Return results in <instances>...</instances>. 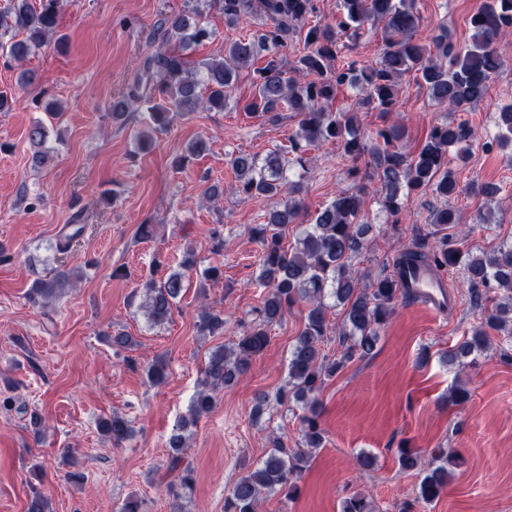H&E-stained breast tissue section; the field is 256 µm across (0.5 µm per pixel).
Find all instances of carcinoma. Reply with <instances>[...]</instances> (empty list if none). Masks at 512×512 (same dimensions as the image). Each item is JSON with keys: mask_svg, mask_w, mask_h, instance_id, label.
<instances>
[{"mask_svg": "<svg viewBox=\"0 0 512 512\" xmlns=\"http://www.w3.org/2000/svg\"><path fill=\"white\" fill-rule=\"evenodd\" d=\"M60 0H12L0 14V55L18 64L26 62L44 47L56 32ZM224 14V23L233 27L248 16L264 20L262 31L234 40L224 46V57L191 63L186 52L210 39L211 31L203 13H178L160 18L154 25L153 41L159 46L149 52L141 64L134 96L146 93L158 82L163 102L148 106L149 127L164 131L175 116L200 109L222 111L229 99L239 70L253 67L255 92L244 106L247 112L260 113L270 121L280 119L287 110L299 118L298 128L288 138L289 157L273 150L265 156L238 152L229 163L237 175L238 192L248 199L270 200L264 222L250 227L251 238L260 246L257 284L266 290L257 317L235 342L212 351L204 370V385L216 388L235 384L246 375L253 359L270 342V330L282 323L285 314L297 303L307 306L303 327L288 356V379L275 394L280 406L299 405L302 416V441L305 449H288L276 436L270 441L260 463L241 475L224 497V512H259L263 495L276 493L287 499L299 493V480L309 468L312 450L322 446L323 429L319 421L317 395L325 382L336 376L354 358L372 355L380 330L387 324L398 299H410L408 289L399 285L396 274L377 277L369 287H359L353 260L365 249L369 225L364 220L365 186L340 193L316 213L294 244L285 246L288 225L296 223L301 202L283 193H301L300 182H290L289 167L308 169V153L323 141L333 140L350 163L349 173L357 177L366 170L375 176L384 190L382 207L398 222V216L410 196L427 189L443 200L431 212L437 227L436 242L427 248L412 245L400 251L394 268L416 269L425 266L434 274L460 272L473 296L492 303L484 308L481 322L467 337L448 352L452 362L463 366L475 361L491 344L490 332L507 336L512 342V242L502 241L489 248L462 249L450 229L458 224L456 211L448 199L460 192L453 160L463 161L475 140L473 129L465 122H443L431 127L419 149L402 151L398 142L405 129L397 124L384 125L368 134L355 113L333 110L332 103L340 87L362 92L356 105L372 106L387 115L397 111L398 81L412 71L419 74L420 87L438 107L463 110L486 98L493 77L505 61L512 58V0H479L469 17L471 41L458 46L443 29L432 46L417 37L419 15L416 0H340L342 12L336 26L311 25L313 0H211ZM383 23L384 48L373 66L343 57L348 44L357 43L366 33V25ZM303 36L304 52L292 69L282 63L279 51L288 40ZM262 66H255L261 53ZM339 64H334V61ZM32 162L47 163L46 125L36 122L28 132ZM486 146L512 158V105L499 112L497 131ZM209 150L199 139L188 145L186 153L174 158L172 166L182 169L188 159ZM468 192L485 202L494 201L500 187L472 182ZM86 229L74 225L73 232L57 239L56 250L64 254ZM71 272L59 270L48 277H37L29 289L34 300L56 299ZM186 289V277L174 270L148 279L142 285L139 308L154 325L166 322ZM341 307L343 321L338 332L340 354L328 355L327 301ZM201 334H224V313L204 307L198 316ZM146 376L153 385L167 378L161 361L147 365ZM267 394L256 398L255 411L262 413L273 401ZM213 406L211 393L201 390L192 402L190 416L177 422L168 439L170 453L164 476H171L181 492L192 490L194 471L183 462L185 432ZM102 432L119 445L133 433L125 419L114 415L101 424ZM399 468L418 471L414 502L430 505L448 487L452 469L458 466L453 454L439 452L426 467H420L421 455L413 448L397 449ZM341 512H375L364 495L343 501Z\"/></svg>", "mask_w": 512, "mask_h": 512, "instance_id": "cac0c4a2", "label": "carcinoma"}]
</instances>
